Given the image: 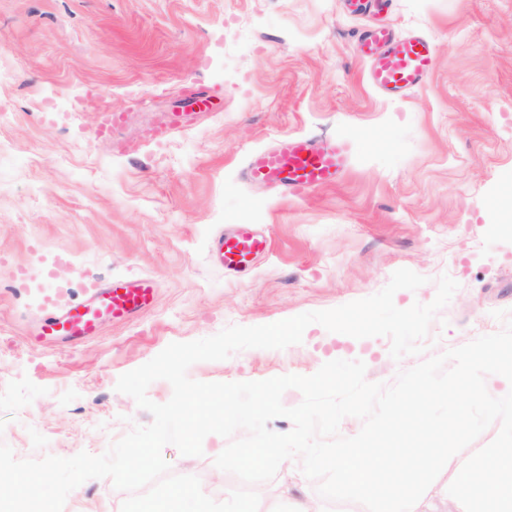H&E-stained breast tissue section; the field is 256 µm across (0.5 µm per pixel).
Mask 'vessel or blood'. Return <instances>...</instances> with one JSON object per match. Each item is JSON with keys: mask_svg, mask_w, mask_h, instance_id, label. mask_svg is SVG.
<instances>
[{"mask_svg": "<svg viewBox=\"0 0 512 512\" xmlns=\"http://www.w3.org/2000/svg\"><path fill=\"white\" fill-rule=\"evenodd\" d=\"M358 46L369 64L370 85L383 93H407L431 73L434 63L429 40L421 35L397 36L382 26L360 33ZM349 167L348 150L337 140L317 142L308 137H286L271 149L253 152L246 172L250 181L286 191L331 187ZM270 248L267 236L250 224H238L213 248V257L224 270H244ZM157 290L146 278L116 279L111 287L92 288L88 302L74 304L53 289H45L46 311L38 338L80 341L97 333L104 320L119 323L149 310Z\"/></svg>", "mask_w": 512, "mask_h": 512, "instance_id": "obj_1", "label": "vessel or blood"}]
</instances>
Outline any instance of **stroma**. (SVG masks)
I'll return each mask as SVG.
<instances>
[{
    "instance_id": "obj_1",
    "label": "stroma",
    "mask_w": 512,
    "mask_h": 512,
    "mask_svg": "<svg viewBox=\"0 0 512 512\" xmlns=\"http://www.w3.org/2000/svg\"><path fill=\"white\" fill-rule=\"evenodd\" d=\"M376 24L434 48L429 77L389 95L367 80L355 37ZM220 98L213 112L187 97ZM122 123L100 133L102 115ZM180 123L163 140L151 130ZM345 142L349 169L329 188L280 195L247 179L252 152L291 136ZM0 443L17 459L99 455L151 414L117 392L121 375L173 342L275 323L381 291L427 304L437 280L458 289L438 311L423 355L393 359L386 336L307 327L301 343L246 349L188 370L201 382L309 376L360 360L392 384L422 358L503 327L512 309V223L490 200L512 184V0H393L371 14L349 0H0ZM254 224L269 253L240 273L214 263L215 238ZM151 278L152 309L78 344L35 343L46 284L84 299L91 285ZM163 449L223 501L241 488L213 460ZM261 507L308 500L320 512H366L323 500L299 459L255 484ZM126 492L91 479L63 512H121Z\"/></svg>"
}]
</instances>
